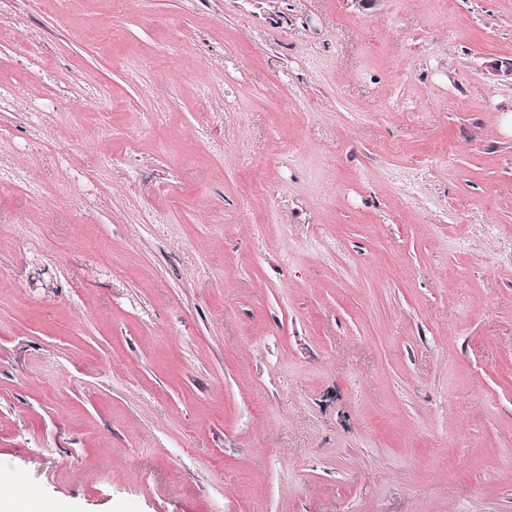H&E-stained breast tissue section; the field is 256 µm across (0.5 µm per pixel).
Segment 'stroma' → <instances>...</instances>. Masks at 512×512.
Segmentation results:
<instances>
[{"label": "stroma", "instance_id": "35a3bbf8", "mask_svg": "<svg viewBox=\"0 0 512 512\" xmlns=\"http://www.w3.org/2000/svg\"><path fill=\"white\" fill-rule=\"evenodd\" d=\"M0 489L36 512H512V0H0Z\"/></svg>", "mask_w": 512, "mask_h": 512}]
</instances>
